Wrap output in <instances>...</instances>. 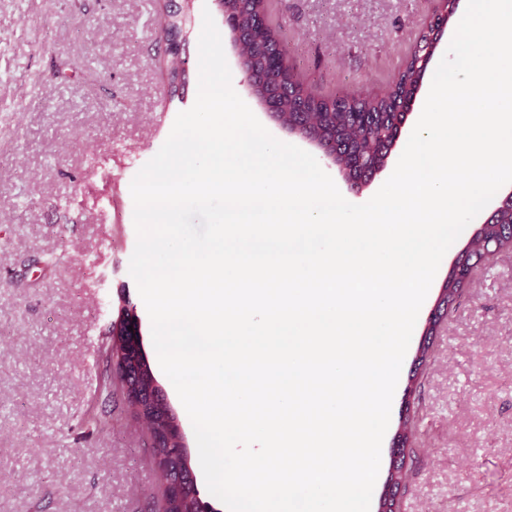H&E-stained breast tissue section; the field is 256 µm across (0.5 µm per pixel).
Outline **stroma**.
<instances>
[{
	"mask_svg": "<svg viewBox=\"0 0 512 512\" xmlns=\"http://www.w3.org/2000/svg\"><path fill=\"white\" fill-rule=\"evenodd\" d=\"M436 0H272L288 62L319 93L384 90L413 53ZM154 0H0V512H161L150 441L120 390L105 391V342L118 305L139 318L146 360L190 454L192 424L159 371L130 260V186L199 81L198 35L184 103L155 64ZM232 87L280 141L314 152L249 96L228 29ZM426 70L384 166L361 189L319 164L354 204L392 174L421 112ZM408 347L381 448L389 463L405 403L414 454L397 512H512V247L482 262L433 340L407 395Z\"/></svg>",
	"mask_w": 512,
	"mask_h": 512,
	"instance_id": "1",
	"label": "stroma"
}]
</instances>
